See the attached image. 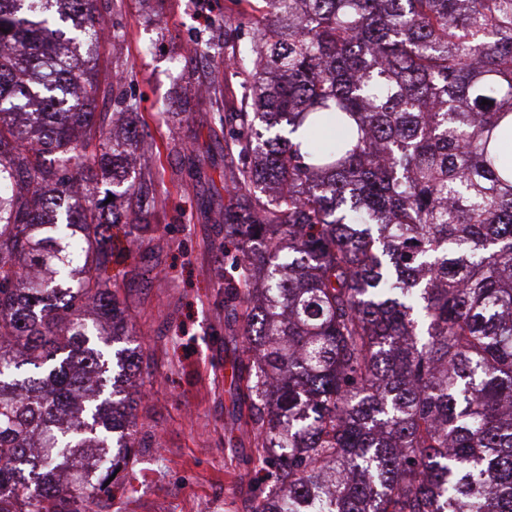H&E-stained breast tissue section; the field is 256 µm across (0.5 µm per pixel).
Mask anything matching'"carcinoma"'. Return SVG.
Instances as JSON below:
<instances>
[{
    "instance_id": "1",
    "label": "carcinoma",
    "mask_w": 512,
    "mask_h": 512,
    "mask_svg": "<svg viewBox=\"0 0 512 512\" xmlns=\"http://www.w3.org/2000/svg\"><path fill=\"white\" fill-rule=\"evenodd\" d=\"M236 2L217 276L251 512H512V0ZM101 26L0 0V512H104L136 460L110 271L155 196L96 111Z\"/></svg>"
}]
</instances>
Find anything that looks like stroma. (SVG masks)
Returning <instances> with one entry per match:
<instances>
[{
	"label": "stroma",
	"mask_w": 512,
	"mask_h": 512,
	"mask_svg": "<svg viewBox=\"0 0 512 512\" xmlns=\"http://www.w3.org/2000/svg\"><path fill=\"white\" fill-rule=\"evenodd\" d=\"M120 42L99 43L96 109L113 94L136 103L141 146L159 148L137 173L158 206L138 233L115 287L129 306V335L150 355L136 410L142 441L108 512H250L243 463L252 455L226 430L232 408L224 349V228L206 209L228 201L233 164L215 138L218 118L239 108L241 79L219 76L222 58L196 57L197 41L224 44L233 0H95Z\"/></svg>",
	"instance_id": "stroma-1"
}]
</instances>
